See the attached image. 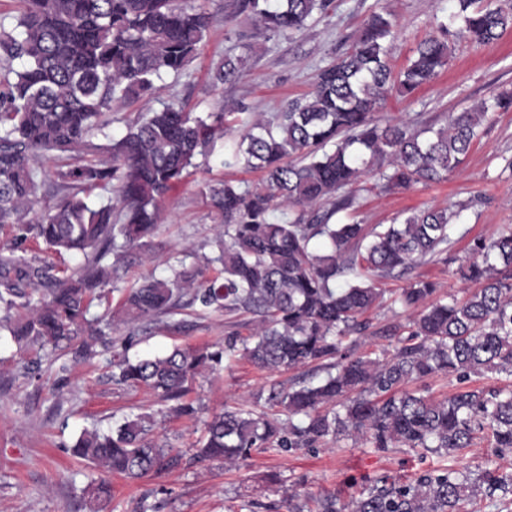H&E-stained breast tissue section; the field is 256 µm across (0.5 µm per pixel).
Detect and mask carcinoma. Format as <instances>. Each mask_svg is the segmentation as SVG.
<instances>
[{
	"mask_svg": "<svg viewBox=\"0 0 512 512\" xmlns=\"http://www.w3.org/2000/svg\"><path fill=\"white\" fill-rule=\"evenodd\" d=\"M11 29L0 25V224L15 230L0 253V332L21 347L66 351L77 360L97 354L103 331L90 317L107 298L116 268L100 265L107 251L117 261L147 246L169 192L190 175L198 155L225 135L224 107L205 117L168 104L139 115L125 135L111 140L106 160L88 157L91 139L110 123L115 103L149 97L155 81L180 73L198 52L212 16L186 0H20ZM459 0L462 35L475 45L497 41L512 28V7ZM331 0H244L247 19L274 36L303 31ZM396 25L374 12L348 54L322 68L302 99L265 121L246 125L239 140L224 142L226 165L261 170L253 185L225 181L210 188L224 217V248L202 265L180 264L165 279L127 289L125 322L154 319L180 306L183 293L205 310L250 315V334L233 322L224 343L175 347L163 355L113 354L118 384L146 387L175 416L195 412L182 402L187 383L239 357L268 372L312 368L308 379L274 382L255 403L214 414L196 457L237 465L255 449L317 448L344 439L374 448L422 449L459 456L477 438L497 455L512 452V388L472 386L488 373L512 376V228L475 237L461 281L477 285L465 298L437 296V283L417 279L391 298L415 316L407 324L371 330L364 315L382 302L374 287L416 266L446 261L460 212L427 208L403 213L394 224H338L353 207L360 178L382 188L410 189L445 180L463 162L494 112H512L505 91L449 117L442 125L410 120L382 124L375 112L387 97L408 99L448 65V25L422 40L398 74L390 65ZM22 61L16 69L13 61ZM243 76V60L227 56L214 84ZM71 155L53 172L65 193L40 207L42 159ZM95 189L111 202H89ZM34 240L57 254L87 258L63 278L34 265L17 242ZM220 275L205 276L213 264ZM379 336L393 347L356 356L353 335ZM460 383L442 400L407 385L435 374ZM153 414L123 418L110 434L83 432L73 455L136 481L178 464L150 438ZM487 486L512 492V475L448 468L413 481L386 476L357 497L336 493L312 499L283 497L286 512H467L465 503Z\"/></svg>",
	"mask_w": 512,
	"mask_h": 512,
	"instance_id": "1",
	"label": "carcinoma"
}]
</instances>
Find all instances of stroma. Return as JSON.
<instances>
[{
	"label": "stroma",
	"mask_w": 512,
	"mask_h": 512,
	"mask_svg": "<svg viewBox=\"0 0 512 512\" xmlns=\"http://www.w3.org/2000/svg\"><path fill=\"white\" fill-rule=\"evenodd\" d=\"M198 2L214 17L200 55L181 74L165 76L150 101L113 106L112 121L95 144H107L110 136L124 134L138 113L174 99L201 116L221 103L248 112L253 120L284 111L311 89L321 68L345 56L363 21L383 7L400 30L391 54L393 70H400L433 31L437 18L458 9L457 0H333L327 13L314 16L304 31L273 37L238 13V0ZM228 55L244 58L245 74L237 82L213 87L211 74ZM505 89H512V28L487 46L456 40L447 69L434 82L411 99L389 97L378 115L441 124ZM484 128L448 180L408 191H381L366 177L354 207L339 213L342 221L389 224L409 209L453 210L465 204L459 227L469 236L455 243L452 263L420 265L409 277L379 281V288L396 290L420 277L438 282L441 295L464 296L457 268L469 257V237L489 238L512 227V170L505 167L512 158V112L492 114ZM262 178L258 171L225 166L224 144L216 142L166 198L163 221L150 239V260L120 269L121 285L169 276L171 266L189 251L201 257L219 255L223 219L211 205L210 187ZM120 301V292H111L90 313L112 315L109 341L128 345L133 356L223 342L229 323L223 312H204L184 299L172 313L131 328L120 321ZM109 359L106 352L79 363L47 350L23 352L9 335H0V512H90L86 490L102 473L73 456L71 447L84 431L111 432L116 421L140 412L153 414V438L179 453L182 463L137 481L110 476L112 495L100 512H140L144 503L156 512H240L246 500L255 502V512H284L281 498L286 491L303 501L326 492L347 498L382 476L408 481L448 466L476 474L496 467L512 474V453L496 456L484 441L462 457L421 456L405 448L381 451L348 439L328 448L268 449L237 466L201 463L193 458L194 446L213 413L254 399L271 381L289 382L296 371L272 374L243 359L231 369L202 373L189 381L185 397L196 415L170 419L162 414L164 402L150 390L113 383Z\"/></svg>",
	"instance_id": "1"
}]
</instances>
